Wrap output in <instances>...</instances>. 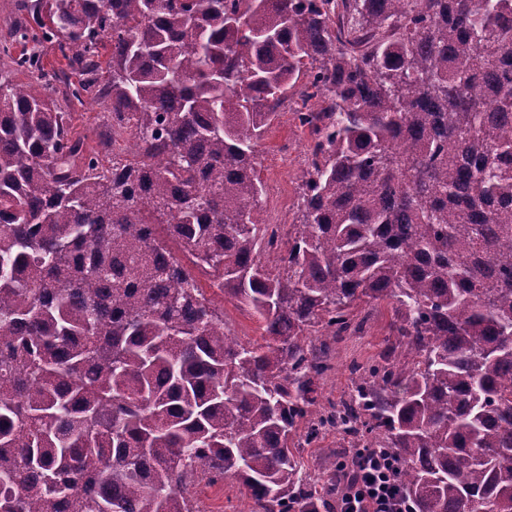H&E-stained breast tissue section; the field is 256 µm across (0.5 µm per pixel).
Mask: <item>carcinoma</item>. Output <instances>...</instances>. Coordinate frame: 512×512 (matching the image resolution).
Wrapping results in <instances>:
<instances>
[{
	"label": "carcinoma",
	"mask_w": 512,
	"mask_h": 512,
	"mask_svg": "<svg viewBox=\"0 0 512 512\" xmlns=\"http://www.w3.org/2000/svg\"><path fill=\"white\" fill-rule=\"evenodd\" d=\"M16 5L0 512H200V478L248 512H336L363 448L412 512H512V0ZM86 94L131 155L74 135ZM294 95L311 157L275 233L257 159ZM383 302L384 348L324 403L331 344ZM329 432L312 475L300 450ZM212 279L208 276L200 277V284L214 304L224 311V322L231 332L238 336L241 341L248 342L259 339L262 330L257 319L251 315L246 307L234 300L225 298L217 288H212Z\"/></svg>",
	"instance_id": "1"
}]
</instances>
